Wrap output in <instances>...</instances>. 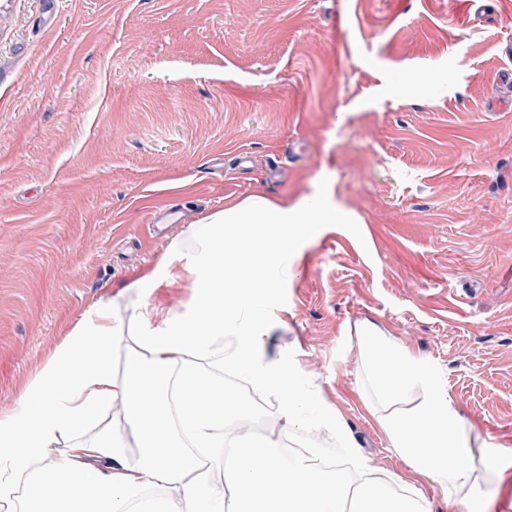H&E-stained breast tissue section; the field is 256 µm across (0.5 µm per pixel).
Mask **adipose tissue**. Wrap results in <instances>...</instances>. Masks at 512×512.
Segmentation results:
<instances>
[{"label":"adipose tissue","instance_id":"ef3b65f1","mask_svg":"<svg viewBox=\"0 0 512 512\" xmlns=\"http://www.w3.org/2000/svg\"><path fill=\"white\" fill-rule=\"evenodd\" d=\"M349 221L318 196L290 206L252 196L189 225L171 244V259L135 286L144 292L185 272L197 301L157 328L145 310L131 313L140 345L120 379L112 358L123 321L112 312L111 296L98 298L32 379L16 412L0 417V503L10 512H349L347 471L323 469L311 455L283 459L284 436L311 428L341 435L345 429L337 413L298 387L295 363L265 357L266 303L256 289L322 225ZM177 257L184 266L174 265ZM227 261L245 268L231 285L211 273ZM364 343L380 401L416 386L424 390L413 413L380 417L391 447L441 489L453 512H487V500L469 489V438L435 368L373 331H366ZM228 374L274 393L283 425L264 437L262 461L239 449L236 464L225 467L221 490L196 473L206 460L222 465L226 425L252 410L225 389ZM117 402L139 441L133 460L117 431L89 432ZM62 437L69 441L66 451L48 456ZM355 495L358 512H431L426 499L396 494L382 480H366Z\"/></svg>","mask_w":512,"mask_h":512}]
</instances>
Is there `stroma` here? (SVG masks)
Returning <instances> with one entry per match:
<instances>
[{"label":"stroma","mask_w":512,"mask_h":512,"mask_svg":"<svg viewBox=\"0 0 512 512\" xmlns=\"http://www.w3.org/2000/svg\"><path fill=\"white\" fill-rule=\"evenodd\" d=\"M512 0H0V415L100 296L153 323L188 277L133 284L186 225L251 196L352 218L288 258L267 351L337 412L372 473L448 512L390 446L365 326L434 365L489 512H512ZM306 155L289 154L292 142ZM247 151L250 168L236 156ZM187 208L164 236L156 211Z\"/></svg>","instance_id":"obj_1"}]
</instances>
